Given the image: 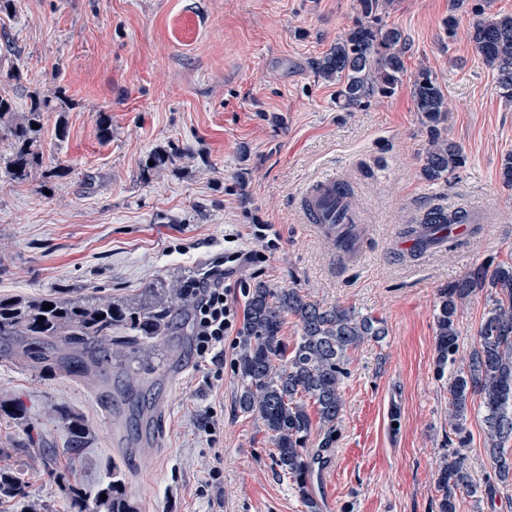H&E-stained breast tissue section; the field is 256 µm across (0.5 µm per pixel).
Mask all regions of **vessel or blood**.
<instances>
[{
    "label": "vessel or blood",
    "mask_w": 512,
    "mask_h": 512,
    "mask_svg": "<svg viewBox=\"0 0 512 512\" xmlns=\"http://www.w3.org/2000/svg\"><path fill=\"white\" fill-rule=\"evenodd\" d=\"M352 188L347 180L326 175L308 183L299 193L298 207L305 224L333 242L345 263H356L370 230L351 204Z\"/></svg>",
    "instance_id": "obj_1"
}]
</instances>
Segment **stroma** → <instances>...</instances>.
Here are the masks:
<instances>
[{
    "mask_svg": "<svg viewBox=\"0 0 512 512\" xmlns=\"http://www.w3.org/2000/svg\"><path fill=\"white\" fill-rule=\"evenodd\" d=\"M452 5L388 0L382 19L407 40L408 76L391 97L344 110L315 63L352 26L357 0H12L0 12V70L14 78L0 92L19 117L36 95L65 94L67 108L43 113L42 165L22 183L6 174L14 146L0 129V297L133 303L203 273L230 230L239 248L259 251L251 225H273L276 249L235 274L238 303L258 282L294 287L386 328L348 354L330 484L311 485L321 512H438L455 368L436 367V294L487 259L512 263V187L501 177L512 104L464 34L470 7ZM451 12L452 38L442 24ZM423 67L448 96V138L466 157L442 184L420 175L410 77ZM154 153L165 161L147 168ZM59 165L68 175L53 176ZM328 173L353 184L352 204L373 228L362 265H342L299 215L298 193ZM433 207L482 224L448 246L401 251ZM187 321L173 315L152 348L113 347L103 374L88 378L44 376L0 339V397L28 418L24 429L0 418V468L26 481L25 498L1 500L0 512H68L66 486L95 487L111 460L137 512H306L261 421L236 405L238 336L225 338L223 362L203 366ZM116 382L132 398L105 399ZM62 406L92 430L75 468ZM466 428L462 453L481 484L493 468L478 411Z\"/></svg>",
    "mask_w": 512,
    "mask_h": 512,
    "instance_id": "obj_1",
    "label": "stroma"
}]
</instances>
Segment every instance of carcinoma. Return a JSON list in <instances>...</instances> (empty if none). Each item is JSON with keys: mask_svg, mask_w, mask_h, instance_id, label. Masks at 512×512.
Instances as JSON below:
<instances>
[{"mask_svg": "<svg viewBox=\"0 0 512 512\" xmlns=\"http://www.w3.org/2000/svg\"><path fill=\"white\" fill-rule=\"evenodd\" d=\"M353 26L317 62L319 73L339 85L337 104L343 109L359 107L372 98L392 96L406 72L405 45L401 32L382 24L380 0H357ZM473 20L469 40L496 76L497 94L512 102V14L487 11L478 3L471 7ZM416 112L425 130V144L419 154L422 177L432 183L448 181L465 163L461 148L448 140L447 96L433 73L424 68L413 80ZM59 104L36 99L29 112L19 119L11 112L8 99L0 98V129L14 142L7 168L14 182H25L42 161L35 144V129L42 113L62 110ZM469 220L467 212L429 210L426 224L417 234L421 246L433 241L432 234ZM489 292L492 308L485 314L477 339L468 357L448 387L450 427L464 448L468 444L465 421L474 401L483 415L484 445L492 461L494 478L501 485L512 484V455L504 448L512 439V263L489 259L438 289L435 305L436 353L439 369L455 361L459 351L458 313L462 305L481 291ZM51 304L53 308L44 309ZM191 305L185 291L177 286L159 293L146 289L136 305L110 298H41L19 300L0 298V336L20 338V359L39 372L64 370L86 376L104 363L112 348V329L125 327L141 345L163 335L175 311ZM293 317L300 336L293 350L282 338L287 317ZM386 335L384 323L372 316H357L340 305L325 306L310 299L298 288H273L258 282L247 291L246 309L240 329L236 372L240 383L237 404L241 411L256 415L263 423L274 447V462L290 478L307 507L320 512L309 478L314 468L329 461L328 452L336 443V431L344 408L341 393L348 351L367 340ZM56 340L62 350L51 355L43 345ZM0 416L14 424L27 423L26 410L12 400H0ZM70 454L77 458L90 435L85 419L64 408ZM322 438L317 448H308L313 427ZM442 496L439 512H456L460 490L476 493L479 485L456 451L443 457L437 473ZM25 494V486L15 472L0 470V499ZM70 512H136L121 468H106L92 491L78 483L69 487Z\"/></svg>", "mask_w": 512, "mask_h": 512, "instance_id": "carcinoma-1", "label": "carcinoma"}]
</instances>
